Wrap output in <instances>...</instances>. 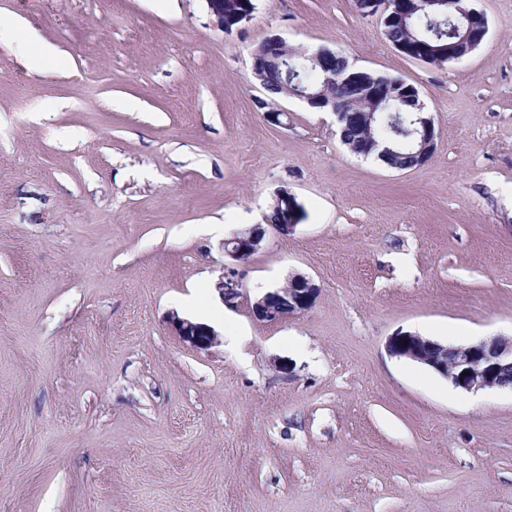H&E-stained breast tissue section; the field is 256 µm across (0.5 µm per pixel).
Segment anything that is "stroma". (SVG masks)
Wrapping results in <instances>:
<instances>
[{"label": "stroma", "instance_id": "obj_1", "mask_svg": "<svg viewBox=\"0 0 512 512\" xmlns=\"http://www.w3.org/2000/svg\"><path fill=\"white\" fill-rule=\"evenodd\" d=\"M254 4L228 32L208 0H0L58 55L0 45V512H512V392L386 348L512 336V0H471L488 33L442 66L354 0ZM270 34L412 85L428 161L351 154L295 98L269 124ZM281 187L294 232L225 256ZM295 273L313 307L254 319ZM171 331L179 341L195 350H208L219 343L217 332L204 324L172 315Z\"/></svg>", "mask_w": 512, "mask_h": 512}]
</instances>
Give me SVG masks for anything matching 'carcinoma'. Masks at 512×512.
Here are the masks:
<instances>
[{
	"instance_id": "1",
	"label": "carcinoma",
	"mask_w": 512,
	"mask_h": 512,
	"mask_svg": "<svg viewBox=\"0 0 512 512\" xmlns=\"http://www.w3.org/2000/svg\"><path fill=\"white\" fill-rule=\"evenodd\" d=\"M404 15L384 23V35L395 46L411 44L419 41L423 49L416 54H423L427 49L452 43L459 38L460 30L454 23L446 22V8L440 5L420 6L421 0H400ZM255 10L253 0H224L225 18L230 22L229 29L238 27L243 16ZM264 92L270 102L285 96V89L293 86V82L301 80L305 84H315L318 75L304 56L298 52L288 55V68L261 62ZM370 84L378 87L381 100L376 111L385 113L399 112L406 120L416 119V109L409 100L410 87L394 84L396 78L378 73H370ZM336 100L341 103L346 114L368 112L367 99L364 97V86L361 82H337L333 88ZM340 139L343 145L353 154L369 156L380 151V156L388 166L402 170L420 165L417 148L398 134L397 125L384 119L369 124V131L363 132L358 122L345 120L338 124ZM268 224H288V208L283 203L272 202L265 216Z\"/></svg>"
}]
</instances>
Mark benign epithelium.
<instances>
[{"label": "benign epithelium", "mask_w": 512, "mask_h": 512, "mask_svg": "<svg viewBox=\"0 0 512 512\" xmlns=\"http://www.w3.org/2000/svg\"><path fill=\"white\" fill-rule=\"evenodd\" d=\"M448 16L458 12L466 19V28L461 39L448 48L440 49L425 56V59L442 65L459 61L473 52L488 33L486 20L479 19L482 11L468 5L465 0H446ZM262 43L267 55L275 62L284 56L283 46L286 42L278 35H269ZM335 51L319 48L308 54L314 60L322 78L323 89L317 92L300 91L295 97L308 106L341 117L343 108L336 102V97L328 94L340 79L336 73ZM421 136L418 155L427 161L432 154L437 138L434 123L429 117L420 118ZM267 233V228L254 224L249 228L234 233L224 240V253L239 263H245L260 249ZM288 287L277 288L247 303L252 316L261 322L277 323L289 316L310 309L318 294V288L311 279L296 274L287 281ZM216 288L222 293L224 305L238 306L242 292L229 286L224 277H219ZM170 327L179 341L195 350H207L219 343L217 332L204 324L171 316ZM387 349L390 355L423 364L445 377L454 387L472 392L493 388H505L499 382L497 374L504 366L512 367V338L495 337L480 339L472 343L447 346L438 341L413 334L398 332L390 337Z\"/></svg>", "instance_id": "7a95c632"}]
</instances>
